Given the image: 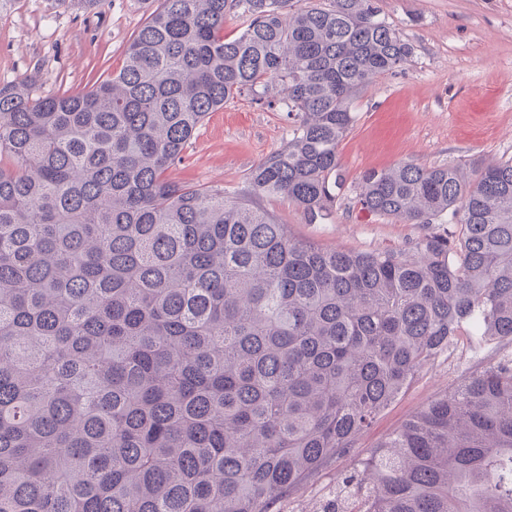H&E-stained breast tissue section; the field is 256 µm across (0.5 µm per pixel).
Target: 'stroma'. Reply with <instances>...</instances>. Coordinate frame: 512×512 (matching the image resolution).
Here are the masks:
<instances>
[{"instance_id":"1","label":"stroma","mask_w":512,"mask_h":512,"mask_svg":"<svg viewBox=\"0 0 512 512\" xmlns=\"http://www.w3.org/2000/svg\"><path fill=\"white\" fill-rule=\"evenodd\" d=\"M385 21L414 46L398 72L360 94L357 120L339 146L346 189L326 220L307 223L285 198L260 207L298 236L354 251L398 249L423 230L360 211L354 195L362 173L399 162L477 168L512 158V0H378ZM151 0H110L86 8L81 0H9L0 7V83L27 77L51 95L90 89L119 70L124 50L145 23ZM279 106L243 96L211 113L170 179L197 186L246 188L253 168L288 140ZM512 344L478 346L457 337L402 395L361 434L353 454L323 470L277 512H318L336 475L359 468L376 447L438 393L483 370Z\"/></svg>"}]
</instances>
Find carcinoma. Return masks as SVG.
<instances>
[{
    "label": "carcinoma",
    "instance_id": "1",
    "mask_svg": "<svg viewBox=\"0 0 512 512\" xmlns=\"http://www.w3.org/2000/svg\"><path fill=\"white\" fill-rule=\"evenodd\" d=\"M242 20L224 35V18ZM413 46L377 0H159L86 92L0 85V512H274L458 336L512 342V159L361 176L429 229L326 248L339 145ZM285 105L250 192L170 180L227 101ZM324 512H512V359L396 430Z\"/></svg>",
    "mask_w": 512,
    "mask_h": 512
}]
</instances>
